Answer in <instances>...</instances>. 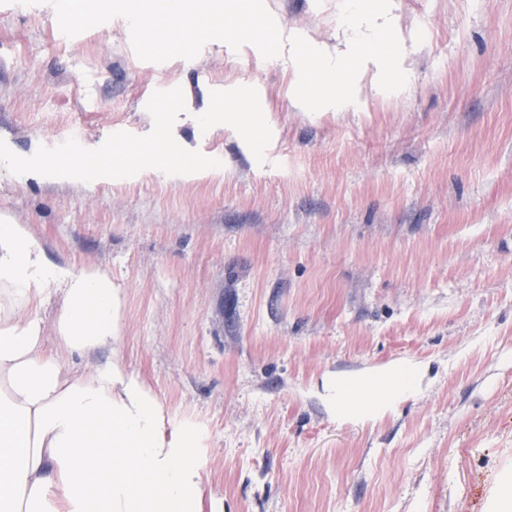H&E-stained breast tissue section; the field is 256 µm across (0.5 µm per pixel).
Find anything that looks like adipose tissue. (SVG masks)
I'll use <instances>...</instances> for the list:
<instances>
[{
    "mask_svg": "<svg viewBox=\"0 0 512 512\" xmlns=\"http://www.w3.org/2000/svg\"><path fill=\"white\" fill-rule=\"evenodd\" d=\"M58 296L62 351L49 355L38 309ZM121 308L105 270L50 261L27 225L0 215V512H187L196 500L195 434L166 430L120 361L79 371L69 360L111 346ZM418 375L387 368L338 403L372 419Z\"/></svg>",
    "mask_w": 512,
    "mask_h": 512,
    "instance_id": "adipose-tissue-1",
    "label": "adipose tissue"
}]
</instances>
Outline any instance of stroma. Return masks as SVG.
Wrapping results in <instances>:
<instances>
[{"instance_id":"35a3bbf8","label":"stroma","mask_w":512,"mask_h":512,"mask_svg":"<svg viewBox=\"0 0 512 512\" xmlns=\"http://www.w3.org/2000/svg\"><path fill=\"white\" fill-rule=\"evenodd\" d=\"M264 2L345 40L340 0ZM394 12L408 90L309 112L287 55L146 62L123 18L69 38L45 0L0 7V214L111 276L119 337L71 362L121 359L197 430L198 512H494L512 479V0ZM408 362L386 414H339L337 386Z\"/></svg>"}]
</instances>
